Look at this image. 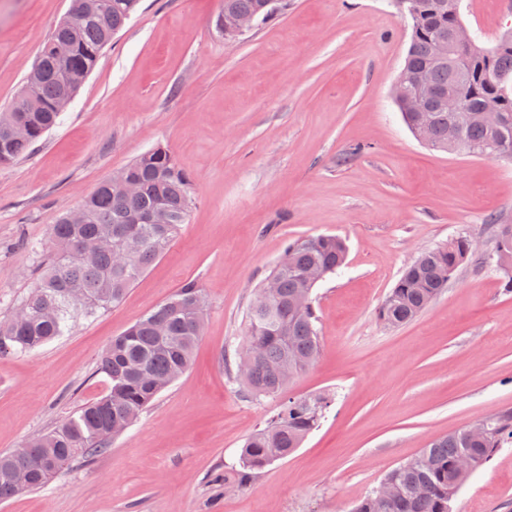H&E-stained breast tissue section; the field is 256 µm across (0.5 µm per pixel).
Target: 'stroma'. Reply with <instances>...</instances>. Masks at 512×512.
Returning a JSON list of instances; mask_svg holds the SVG:
<instances>
[{"label": "stroma", "instance_id": "1", "mask_svg": "<svg viewBox=\"0 0 512 512\" xmlns=\"http://www.w3.org/2000/svg\"><path fill=\"white\" fill-rule=\"evenodd\" d=\"M221 0H142L58 124L0 166V320L37 274L59 215L143 153L167 148L192 205L167 253L123 300L64 336L0 358V453L108 388L102 351L187 282L209 302L189 370L106 453L69 464L0 512H351L430 440L512 410V289L493 258L512 224V161L439 152L392 97L410 29L391 0H288L225 41ZM69 0H0V111L15 101ZM484 46L512 32V0H462ZM337 235L346 263L314 290L320 355L286 394L336 395L319 428L246 488L212 504L281 397L248 398L227 363L247 309L289 240ZM479 240L414 320L378 311L404 268L456 236ZM453 512H512V443L471 475Z\"/></svg>", "mask_w": 512, "mask_h": 512}]
</instances>
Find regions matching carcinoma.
I'll return each instance as SVG.
<instances>
[{
  "label": "carcinoma",
  "instance_id": "obj_1",
  "mask_svg": "<svg viewBox=\"0 0 512 512\" xmlns=\"http://www.w3.org/2000/svg\"><path fill=\"white\" fill-rule=\"evenodd\" d=\"M410 17V44L398 78L413 87L418 79L437 90L454 85L464 109L448 111L445 97L429 100L422 112H408L397 103L410 130L425 127L427 145L437 151H464L512 160V33L490 48L472 44L457 48L452 32L463 24L461 0H395ZM140 0H71L66 19L42 46L37 62L41 82H24L15 103L0 112V165L26 154L56 124L65 96H74L96 67L103 49L131 19ZM284 9V0H222L224 26L238 16H253L265 25ZM70 43L64 62L53 55V44ZM494 99L505 118L491 128L475 110ZM22 122L26 135L11 138L4 124ZM456 140L448 141V128ZM138 185L131 196L112 192V179L79 202L83 221L63 215L52 228V245L41 254L35 283L13 314L0 321V356L36 349L64 335L71 322L116 305L129 288L168 250L188 217L191 183L169 151L156 147L120 172ZM163 208L160 224H132V217ZM346 241L334 235L293 240L270 277L276 282L268 302L250 304L246 338L236 351L235 377L253 397L279 396L296 376L316 361L318 317L312 293L317 285L301 277L315 270L326 277L346 261ZM496 271L512 287V224L496 233ZM472 257L463 237L422 252L402 272L379 309L388 325L412 321L437 299L457 269ZM207 303L201 289L186 283L121 335L112 338L97 363L108 379V390L79 408L48 432L26 442L23 453L0 454V501L45 486L63 467L77 459L91 460L107 451L155 398L190 367L203 334ZM333 402L327 392L290 397L248 439L238 466L216 470L211 481L221 495L241 490L265 468L291 455L321 424ZM512 441V411L490 422L481 437L466 428L432 440L405 463L390 470L384 497L372 490L353 512H452V502L467 479L494 452ZM470 459L460 470V458Z\"/></svg>",
  "mask_w": 512,
  "mask_h": 512
}]
</instances>
